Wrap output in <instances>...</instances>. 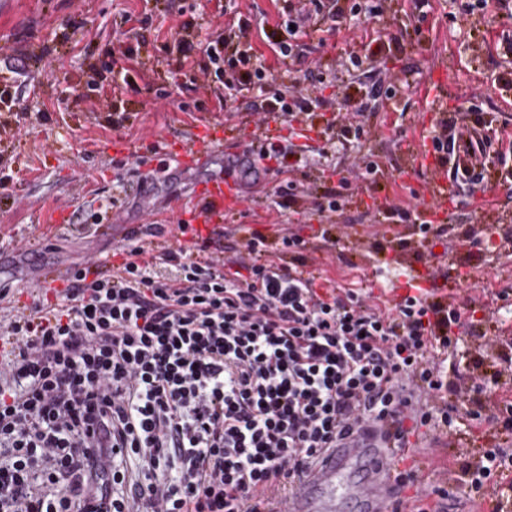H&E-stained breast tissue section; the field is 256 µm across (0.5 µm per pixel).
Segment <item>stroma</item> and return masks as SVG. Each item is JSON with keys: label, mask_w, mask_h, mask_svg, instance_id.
<instances>
[{"label": "stroma", "mask_w": 512, "mask_h": 512, "mask_svg": "<svg viewBox=\"0 0 512 512\" xmlns=\"http://www.w3.org/2000/svg\"><path fill=\"white\" fill-rule=\"evenodd\" d=\"M294 0H0V52L19 50L27 81L15 112L0 114V125L20 127L18 136H0V225L17 244L39 245L40 227L54 223L68 205L93 194L115 202L113 239L90 231H71L45 247L51 260L71 266L88 256L108 258L114 242L127 228L162 220L173 224L179 209L193 202L198 174L159 183L153 196L132 195L139 170L129 154L148 155L150 146L167 139L187 138L202 125L225 128L224 146L208 164L224 168L240 143L236 119L219 110L214 90L224 79L210 67L204 51L183 57L173 47L172 34L181 27H201L203 36H217L229 18L248 23L252 45L265 65L280 72L284 83L302 84L326 77L327 94L358 97V68L349 59L353 43L363 44L362 68L384 70L409 80L392 100L374 106L370 149L386 171L379 184L359 190L336 226L335 235L353 228L348 249L337 253L314 238L309 225L281 224L269 209L266 193L273 178L247 179L246 204L224 216L235 238L257 230L279 239L287 232L307 238L310 265L323 278L339 284L358 283L366 263L391 259L400 266L417 265L412 225L402 233L385 231L389 246L378 251L372 228L355 223L358 212L386 202L419 206L416 194L433 176L430 166L413 162L400 150L402 139L422 141L427 134L422 88H429L448 110L476 106L493 120L495 147L512 163V91L493 80L512 61L501 52L512 40V23L496 20L494 0L479 8L478 0H387L381 21L358 22L350 9L356 0H339L331 31L315 32L291 72L268 42V34L285 38L283 24ZM127 72L139 93L113 96L112 76ZM206 111H198V102ZM491 198L490 209L459 206L452 221L490 234L496 249L478 253L457 249L461 263L460 289L483 290V303L495 309V293L512 287V248H499L504 232L512 233V180H498L480 191ZM409 248L400 250L399 239Z\"/></svg>", "instance_id": "1"}]
</instances>
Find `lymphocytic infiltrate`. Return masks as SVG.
I'll return each mask as SVG.
<instances>
[{"label": "lymphocytic infiltrate", "mask_w": 512, "mask_h": 512, "mask_svg": "<svg viewBox=\"0 0 512 512\" xmlns=\"http://www.w3.org/2000/svg\"><path fill=\"white\" fill-rule=\"evenodd\" d=\"M335 7L307 0L274 52L299 56L300 36L328 24ZM205 52L213 62L245 64L225 77L217 104L236 112L245 97L265 102L250 113L255 127L337 112L323 145L292 143L262 159L280 164L308 151L325 159L368 140L363 104L291 92L255 58L247 24L227 25ZM461 120L476 132L466 150L495 168L491 123L472 111L439 112L430 131L438 162L447 161ZM328 171L310 211H299L307 189L293 178L274 186L270 205L290 224L318 219L320 239L336 248L337 213L355 182L376 181L381 167L363 155ZM417 224V257L437 278L444 271L433 248L452 254L453 234L490 248L471 229ZM178 231L174 242L128 236L115 249L121 263L85 262L64 287H40L22 306L0 289V336L11 341L0 354V512H264L343 430L369 421L394 426L406 462L396 472L400 489L418 482L412 438L446 434L469 499L512 512V483L502 481L512 471V405L481 395L482 383L512 373V342L500 331L512 292L500 293L496 315L467 324L463 307L426 289L383 308L372 289L318 283L303 268L306 241L297 234L276 247L255 233L228 253L223 230ZM462 328L478 341L468 399L448 372ZM463 415L485 424L481 436L459 427ZM104 458L112 463L105 475Z\"/></svg>", "instance_id": "1"}]
</instances>
